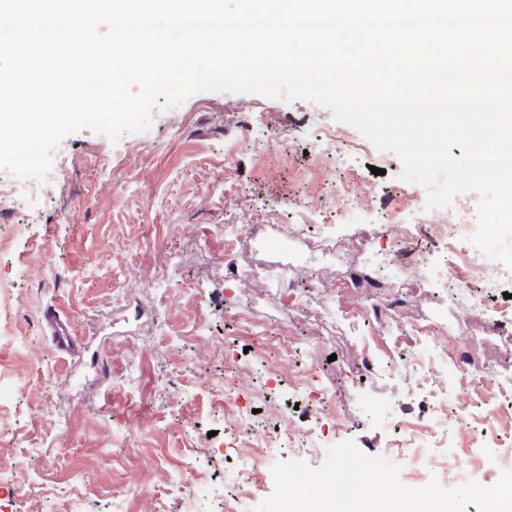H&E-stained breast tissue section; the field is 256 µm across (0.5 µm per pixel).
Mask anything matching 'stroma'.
Returning <instances> with one entry per match:
<instances>
[{
  "instance_id": "stroma-1",
  "label": "stroma",
  "mask_w": 512,
  "mask_h": 512,
  "mask_svg": "<svg viewBox=\"0 0 512 512\" xmlns=\"http://www.w3.org/2000/svg\"><path fill=\"white\" fill-rule=\"evenodd\" d=\"M254 112L262 118L247 133L250 142H242L243 118ZM275 132L282 142L272 140ZM331 133L344 164L315 152ZM103 146L112 154L106 168L95 162ZM401 170L396 155L378 151L330 110L258 94H192L177 111L155 112L149 131L115 144L88 129L66 136L54 155L53 192L27 197L0 218V237L10 242L0 251V278L12 283L0 317L17 326L16 335H0V384L15 390L0 405V465L16 487L0 496V512H62L71 497L80 512H182L176 479L192 463L206 478L193 495L196 512H224L225 499L245 484L250 495L242 510L251 512L274 490L272 468L243 471L241 451L224 431L228 396L254 408L255 438L295 424L309 431L310 454L283 445L274 449L275 460L302 457L317 467L327 446L349 439L365 454L391 457L399 437L392 418L414 420L429 406L414 385L416 370L357 383L349 374L364 345L387 356L413 350L412 341L317 320L301 292L269 287L261 272L272 264L285 278L312 276L329 286L341 273L305 262L272 232L243 239L239 275L226 277L222 227L249 223L238 207L244 198L254 209L275 210L278 223L309 221L310 242L321 225H335L338 249L349 262L362 235L382 222L378 203L401 187ZM339 180L351 181L360 200L358 221L340 222L330 203ZM451 259L440 251L431 265L405 273V281L422 289L397 320L407 325L438 316L459 324L456 346L471 350L489 385L507 384L512 347L473 332L486 319L512 317V269L486 261L480 291L489 306L452 303L440 279ZM162 265L169 285L150 289ZM49 307L81 337L78 355L60 353L44 331ZM284 328L316 333L321 343L314 357L299 356L280 375ZM332 352L337 360L321 381L345 413L320 417L303 386L312 358ZM434 379L448 392V409L437 416L427 463L403 467L402 483L494 484L512 470V433L488 432L481 421L512 410V395L484 405L474 402L453 368L439 367ZM184 424L194 426L195 435H184ZM460 438L466 450L456 448Z\"/></svg>"
}]
</instances>
